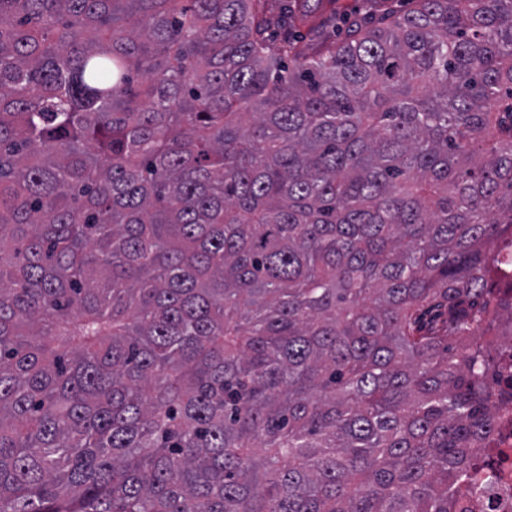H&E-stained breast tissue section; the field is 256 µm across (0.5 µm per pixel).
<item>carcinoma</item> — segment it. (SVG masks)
I'll use <instances>...</instances> for the list:
<instances>
[{"mask_svg": "<svg viewBox=\"0 0 512 512\" xmlns=\"http://www.w3.org/2000/svg\"><path fill=\"white\" fill-rule=\"evenodd\" d=\"M309 18L0 0V512H459L512 0Z\"/></svg>", "mask_w": 512, "mask_h": 512, "instance_id": "1", "label": "carcinoma"}]
</instances>
